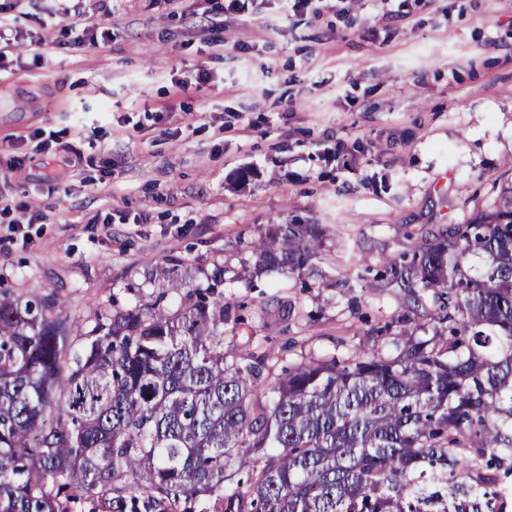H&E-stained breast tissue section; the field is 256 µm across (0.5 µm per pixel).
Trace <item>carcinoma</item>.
<instances>
[{"label": "carcinoma", "mask_w": 512, "mask_h": 512, "mask_svg": "<svg viewBox=\"0 0 512 512\" xmlns=\"http://www.w3.org/2000/svg\"><path fill=\"white\" fill-rule=\"evenodd\" d=\"M322 234L247 248L299 274ZM432 237L390 262L399 331L279 374L224 350L246 318L222 259L198 279L172 258L161 291L88 320L0 291V512H512V182Z\"/></svg>", "instance_id": "obj_1"}]
</instances>
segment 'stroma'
<instances>
[{
	"label": "stroma",
	"instance_id": "1",
	"mask_svg": "<svg viewBox=\"0 0 512 512\" xmlns=\"http://www.w3.org/2000/svg\"><path fill=\"white\" fill-rule=\"evenodd\" d=\"M116 0L112 38L55 49L52 0H21L0 75V289L89 317L177 257L240 276L235 348L278 368L340 355L394 321L385 268L512 180V0ZM51 47L32 60L33 42ZM187 90H178V82ZM325 231L313 273H252L272 224ZM287 298L286 323L265 304Z\"/></svg>",
	"mask_w": 512,
	"mask_h": 512
}]
</instances>
